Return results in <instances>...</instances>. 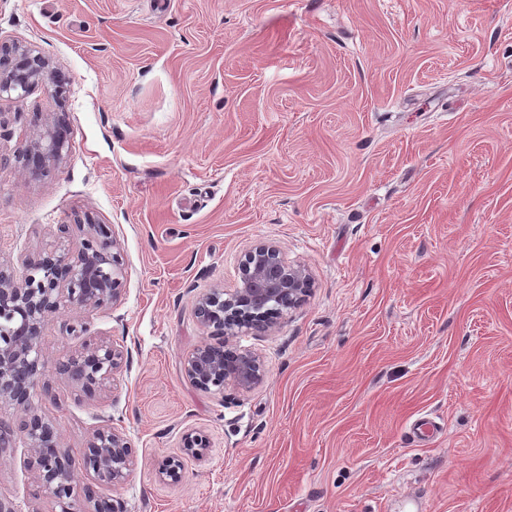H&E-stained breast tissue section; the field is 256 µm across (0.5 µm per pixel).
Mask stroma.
I'll list each match as a JSON object with an SVG mask.
<instances>
[{"instance_id":"35a3bbf8","label":"stroma","mask_w":512,"mask_h":512,"mask_svg":"<svg viewBox=\"0 0 512 512\" xmlns=\"http://www.w3.org/2000/svg\"><path fill=\"white\" fill-rule=\"evenodd\" d=\"M0 43L68 78L0 93V263L77 249L58 227L90 212L126 271L117 307L46 331L34 404L63 447L111 424L138 456L77 487L124 512H512V0H0ZM57 112L61 159L31 178ZM260 242L311 293L239 329L259 383L196 389L197 300ZM108 337L125 365L90 398L53 365ZM28 457L0 456V497L59 512ZM54 122L50 125L41 123V117L35 116V137L31 139L22 150L28 161V172L34 177L42 176L50 163L57 162L61 158L64 144V135L67 130L66 113H58Z\"/></svg>"}]
</instances>
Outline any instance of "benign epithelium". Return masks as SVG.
<instances>
[{"label": "benign epithelium", "mask_w": 512, "mask_h": 512, "mask_svg": "<svg viewBox=\"0 0 512 512\" xmlns=\"http://www.w3.org/2000/svg\"><path fill=\"white\" fill-rule=\"evenodd\" d=\"M51 79L48 63L17 48L0 47V88L16 82L30 86ZM35 137L24 147L28 172L42 176L47 167L61 158L67 130L66 113L50 125L34 119ZM62 234L77 232L79 249L72 253L57 248L43 250L23 260L24 272L16 276L12 268L0 264V323L14 328L0 330V400L17 410L13 426L0 421V455L12 447L14 435L24 436L30 452V466L45 493L61 512H77L75 475L69 453L61 445L57 426L32 405L46 369L43 340L49 317L67 305L76 310L116 306L124 292V269L119 246L109 224H101L88 212L75 215L71 224H61ZM307 274L288 265L280 249L268 243L253 245L246 253L239 284L229 294L214 288L201 295L196 305L200 325L214 337L194 348L184 359L188 382L206 392L222 393L230 384L248 390L261 380L262 362L258 355L233 346L235 329L253 325L269 330L274 323L260 317L255 309L274 298L291 308L300 304L310 291ZM124 351L108 340L88 343L77 357L55 363L58 373L82 388L89 397L122 369ZM209 447L208 437L188 433L182 448L188 455H199ZM137 463L135 449L118 428L106 425L88 441L81 465L97 480L119 485L128 479ZM184 465L179 457L161 461L159 472L177 483ZM91 512H123L121 505L96 495L92 486L83 488Z\"/></svg>", "instance_id": "7a95c632"}]
</instances>
